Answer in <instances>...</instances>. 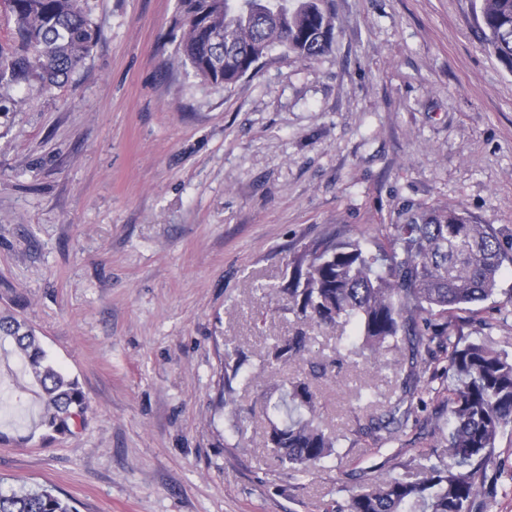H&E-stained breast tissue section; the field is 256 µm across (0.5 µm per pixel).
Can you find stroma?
<instances>
[{"label":"stroma","mask_w":512,"mask_h":512,"mask_svg":"<svg viewBox=\"0 0 512 512\" xmlns=\"http://www.w3.org/2000/svg\"><path fill=\"white\" fill-rule=\"evenodd\" d=\"M101 38L62 87L0 84V314L26 319L88 398L42 440L38 387L0 346V493L77 512H330L363 480L445 453L444 397L402 448L356 435L386 367L315 386L339 458L299 478L266 446L267 368L300 323L275 293L302 242L374 236L410 206L456 207L512 243V69L473 0H334L330 52L272 53L231 88L182 65L179 0H89ZM246 356L224 403L226 355ZM0 512H77L68 498L46 488L28 489L10 495L0 493Z\"/></svg>","instance_id":"obj_1"}]
</instances>
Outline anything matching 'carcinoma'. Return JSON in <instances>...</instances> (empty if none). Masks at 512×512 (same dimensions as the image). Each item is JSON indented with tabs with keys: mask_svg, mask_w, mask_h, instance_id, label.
I'll return each mask as SVG.
<instances>
[{
	"mask_svg": "<svg viewBox=\"0 0 512 512\" xmlns=\"http://www.w3.org/2000/svg\"><path fill=\"white\" fill-rule=\"evenodd\" d=\"M180 61L206 83L230 87L279 49L312 60L331 50L335 17L332 0H179ZM12 24V43L0 44V83L43 90L66 83L83 66L100 31L88 0H0ZM483 45L512 70V0H476ZM224 30V39L211 33ZM368 240L340 232L302 244L291 255L283 314L318 327L350 329L334 356L307 358L315 337L298 330L274 340L269 364H296L297 376L285 381L278 400L264 399L280 419L267 435L279 467L296 475L338 455L339 438L325 432L313 382L331 377L336 364L364 361L381 367L380 355L392 350L408 362L404 388L423 382L419 401L447 392L448 459L424 455L417 478L402 475L375 482L336 504L335 512H476L496 492L504 461L499 436L512 426V355L490 339L461 335L459 313L478 315L475 306L492 300L501 321L512 316V288L500 287L504 249L491 224H478L459 208L407 209ZM12 341L39 386L40 425L53 433L71 432L88 407L78 379L47 361L35 330L15 317H0V340ZM434 342L448 362L452 381L437 389V374L427 380L425 342ZM244 362L224 367V402L234 401L232 381ZM404 397L387 405L386 435L380 445L399 440L404 422L397 417ZM0 512H77L70 500L46 488L0 493Z\"/></svg>",
	"mask_w": 512,
	"mask_h": 512,
	"instance_id": "cac0c4a2",
	"label": "carcinoma"
}]
</instances>
